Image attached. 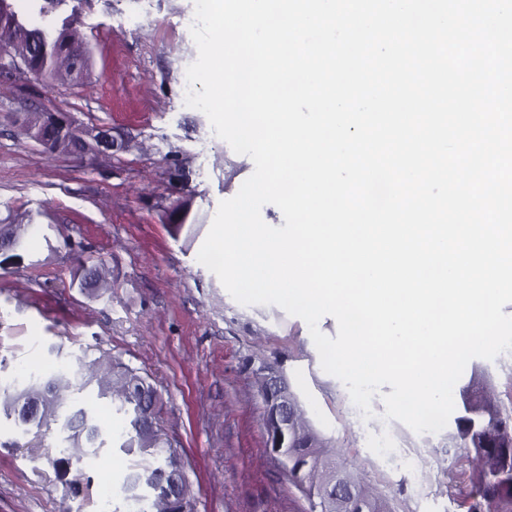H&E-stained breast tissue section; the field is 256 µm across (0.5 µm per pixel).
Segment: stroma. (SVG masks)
<instances>
[{
    "label": "stroma",
    "instance_id": "stroma-1",
    "mask_svg": "<svg viewBox=\"0 0 512 512\" xmlns=\"http://www.w3.org/2000/svg\"><path fill=\"white\" fill-rule=\"evenodd\" d=\"M11 3L32 28L71 18L91 65L75 85L0 74V224L32 227L20 257L0 263V382L53 373L82 354L117 357L157 388L159 423L198 512H308L268 445L255 385L268 366L291 384L337 463L360 464L394 512H467L462 451L447 431L384 419L388 385L364 419L299 320L238 303L199 262L220 201L254 164L185 103L183 77L198 56L194 0H63L49 12L38 0ZM34 112L108 131L129 149L46 152L22 127ZM183 203L197 235L176 227ZM94 265L108 287H81ZM471 380L512 410V350L470 360L460 381ZM63 445L59 426L26 433L0 412V512H98L106 497L126 512L123 477L143 455L108 444L58 469Z\"/></svg>",
    "mask_w": 512,
    "mask_h": 512
}]
</instances>
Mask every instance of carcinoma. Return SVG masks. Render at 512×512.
Instances as JSON below:
<instances>
[{"mask_svg": "<svg viewBox=\"0 0 512 512\" xmlns=\"http://www.w3.org/2000/svg\"><path fill=\"white\" fill-rule=\"evenodd\" d=\"M78 42L71 25L64 22L55 30L29 29L20 22L13 8L0 7V45L11 47L15 55L26 60V71L51 84L74 79V63L65 44ZM24 245L19 224H0V250L10 247L22 250ZM87 355L76 357L78 369L74 375L56 371L47 377L36 375L13 386L0 389L8 397L3 404L6 416H15L23 425H33L37 431L58 425L67 433L68 446L62 449L65 461H81L87 455L86 445L105 444L103 430L93 414L84 407L63 409L59 391L82 392L92 383L96 373L100 395H112L116 411L129 417L130 430L120 449L128 454L140 453L154 459L164 458L158 466H148L130 473L124 483L127 498L148 505L142 512H196L186 471L172 451V443L162 433L158 423L160 397L149 377L120 361H86ZM463 414L455 417L456 437L464 446L473 449L474 456L466 457L472 466L471 500L468 512H512V430L502 428L512 414L492 402L462 389ZM294 409V427L288 433V476L308 502L319 508L310 512H326L331 502H320V490L327 476L338 465L328 442L313 428L297 397L290 395ZM357 466L343 470L344 490L361 498L368 512H391L388 503L364 489L356 476Z\"/></svg>", "mask_w": 512, "mask_h": 512, "instance_id": "cac0c4a2", "label": "carcinoma"}]
</instances>
